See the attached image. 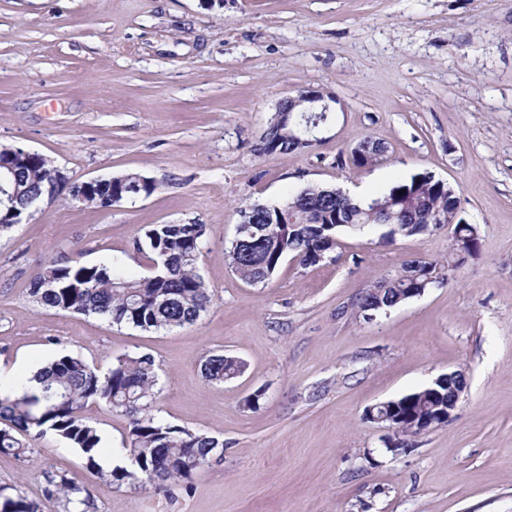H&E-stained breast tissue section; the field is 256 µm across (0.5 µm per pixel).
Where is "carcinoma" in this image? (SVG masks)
Listing matches in <instances>:
<instances>
[{
    "mask_svg": "<svg viewBox=\"0 0 512 512\" xmlns=\"http://www.w3.org/2000/svg\"><path fill=\"white\" fill-rule=\"evenodd\" d=\"M258 151L288 154L298 143L274 122H269ZM53 162L41 156L16 169L11 184L34 194L44 189ZM459 200L451 188L422 174L392 187L368 202L340 198L335 190L306 186L288 196L287 223L276 205L250 203L240 208L241 233L225 248V257L239 277L252 285L273 278L284 259H298L303 267L328 258L337 246L336 233L369 225H386L388 235L410 237L440 225L438 217L452 214ZM445 262L411 260L399 274L373 282L359 298L362 316L385 313L411 293L428 288L462 266L478 250L471 224L459 217ZM204 224H151L137 251L147 266L159 269L145 276L129 275L114 263L88 264L74 256L52 259L30 278L28 294L39 306L102 318L112 325L142 331L173 330L195 323L211 306L213 292L197 272L205 245ZM242 361L214 354L205 359V380L221 384L239 376ZM39 387L24 386L0 395V453L21 456L26 438L54 435L79 451L89 470H99L101 437L86 416L92 406L104 407L128 418L124 449L133 468L116 466L101 473L110 485L188 481L196 465L224 447L219 438L163 422L152 414L158 373L149 354L125 355L103 371L81 357L61 352L38 376ZM453 393L448 384L435 383L389 403L387 413L408 438L432 413L448 409ZM53 492L64 496L66 512H84L88 491L71 479L47 477ZM0 512H36L32 503L5 498Z\"/></svg>",
    "mask_w": 512,
    "mask_h": 512,
    "instance_id": "obj_1",
    "label": "carcinoma"
}]
</instances>
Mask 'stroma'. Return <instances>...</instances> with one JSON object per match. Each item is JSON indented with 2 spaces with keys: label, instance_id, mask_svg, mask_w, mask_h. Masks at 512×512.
<instances>
[{
  "label": "stroma",
  "instance_id": "obj_1",
  "mask_svg": "<svg viewBox=\"0 0 512 512\" xmlns=\"http://www.w3.org/2000/svg\"><path fill=\"white\" fill-rule=\"evenodd\" d=\"M307 88L333 102L322 141L257 153L279 101ZM367 137L387 153L354 166ZM0 146L77 182L157 184L107 210L61 196L0 236V384L61 348L104 369L147 353L155 415L224 442L190 483L111 487L49 435L0 454V494L64 512L45 491L64 475L89 512H512V0H0ZM425 172L454 189L479 253L375 320L358 295L407 260H445L448 227L347 230L330 260H287L265 285L224 258L245 204L308 185L371 198ZM150 224L207 227L197 271L214 301L194 324L143 332L32 302V272L64 253L147 275ZM215 353L243 373L205 381ZM454 370L450 422L389 448L367 409ZM88 415L101 456L123 459L126 417Z\"/></svg>",
  "mask_w": 512,
  "mask_h": 512
}]
</instances>
